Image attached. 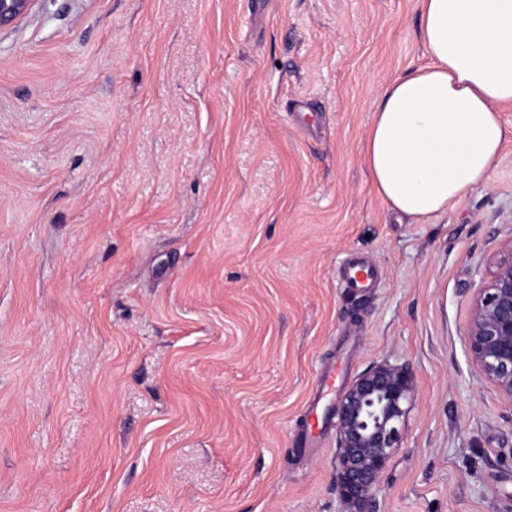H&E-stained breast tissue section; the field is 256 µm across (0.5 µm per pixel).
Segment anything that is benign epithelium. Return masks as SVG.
Returning a JSON list of instances; mask_svg holds the SVG:
<instances>
[{
	"label": "benign epithelium",
	"mask_w": 512,
	"mask_h": 512,
	"mask_svg": "<svg viewBox=\"0 0 512 512\" xmlns=\"http://www.w3.org/2000/svg\"><path fill=\"white\" fill-rule=\"evenodd\" d=\"M34 2L0 0V27L27 14ZM467 339L484 375L512 398V256L499 262L490 283L473 297ZM412 393L409 368L381 361L354 381L336 407V495L343 512H375L381 474L401 447Z\"/></svg>",
	"instance_id": "obj_1"
}]
</instances>
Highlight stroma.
I'll list each match as a JSON object with an SVG mask.
<instances>
[{"instance_id": "1", "label": "stroma", "mask_w": 512, "mask_h": 512, "mask_svg": "<svg viewBox=\"0 0 512 512\" xmlns=\"http://www.w3.org/2000/svg\"><path fill=\"white\" fill-rule=\"evenodd\" d=\"M417 0H36L0 27V512H341L374 363L414 377L378 512H512V398L468 351L512 141L426 224L363 153ZM373 287L342 282L354 259Z\"/></svg>"}]
</instances>
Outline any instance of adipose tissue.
Wrapping results in <instances>:
<instances>
[{
    "instance_id": "ef3b65f1",
    "label": "adipose tissue",
    "mask_w": 512,
    "mask_h": 512,
    "mask_svg": "<svg viewBox=\"0 0 512 512\" xmlns=\"http://www.w3.org/2000/svg\"><path fill=\"white\" fill-rule=\"evenodd\" d=\"M427 64L387 81L365 144L376 193L425 224L483 184L512 138V0H419Z\"/></svg>"
}]
</instances>
